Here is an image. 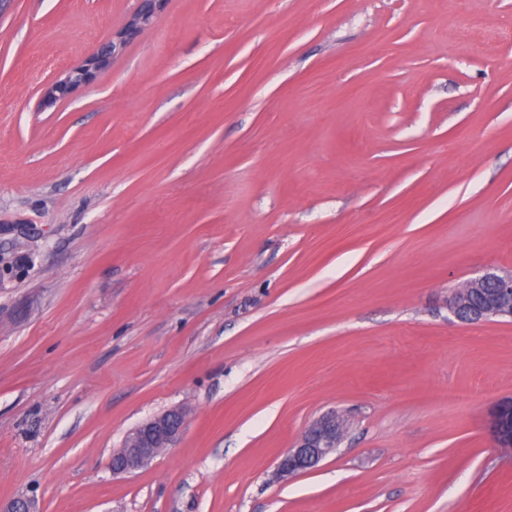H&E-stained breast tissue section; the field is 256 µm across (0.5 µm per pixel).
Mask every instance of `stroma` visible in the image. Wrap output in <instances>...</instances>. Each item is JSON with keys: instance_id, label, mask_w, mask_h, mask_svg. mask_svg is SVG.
Instances as JSON below:
<instances>
[{"instance_id": "stroma-1", "label": "stroma", "mask_w": 512, "mask_h": 512, "mask_svg": "<svg viewBox=\"0 0 512 512\" xmlns=\"http://www.w3.org/2000/svg\"><path fill=\"white\" fill-rule=\"evenodd\" d=\"M0 9V499L41 512H512V0ZM173 407L142 471L113 451ZM336 455L285 480L320 414ZM165 0H142L141 8L136 11L117 32L101 42L85 59L66 70L51 81L42 91V102L51 107L57 102L69 98L77 89L90 85L98 73L110 68L112 61L122 52L127 40L152 24L155 14ZM448 313L475 323L492 317L512 319V270L490 268L448 296ZM494 448H512V398L502 400L490 422ZM186 419L183 408H172L141 423L112 454V473L128 474L147 468L160 452L179 437ZM346 433L347 421L335 410L320 415L280 457L276 475L281 478L314 469L337 451Z\"/></svg>"}]
</instances>
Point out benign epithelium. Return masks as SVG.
I'll use <instances>...</instances> for the list:
<instances>
[{
    "mask_svg": "<svg viewBox=\"0 0 512 512\" xmlns=\"http://www.w3.org/2000/svg\"><path fill=\"white\" fill-rule=\"evenodd\" d=\"M164 0H142L117 32L101 42L78 65L51 81L42 91V102L51 107L69 98L77 89L90 85L98 73L112 66L127 40L152 24ZM448 313L458 321L475 323L492 317L512 319V270L490 268L470 279L448 296ZM186 419L183 408H172L141 423L126 436L123 446L112 454V473L128 474L147 468L160 452L179 437ZM347 433V421L336 411L314 419L299 439L279 459L276 475L286 477L314 469L334 454ZM495 448H512V398L501 401L490 422ZM0 512H40L35 499L16 496L0 500Z\"/></svg>",
    "mask_w": 512,
    "mask_h": 512,
    "instance_id": "1",
    "label": "benign epithelium"
}]
</instances>
